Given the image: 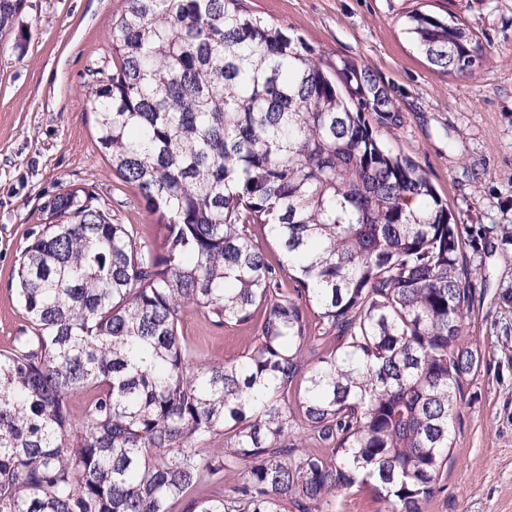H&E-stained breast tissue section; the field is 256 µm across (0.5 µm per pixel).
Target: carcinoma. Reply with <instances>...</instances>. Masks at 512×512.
<instances>
[{
    "instance_id": "obj_1",
    "label": "carcinoma",
    "mask_w": 512,
    "mask_h": 512,
    "mask_svg": "<svg viewBox=\"0 0 512 512\" xmlns=\"http://www.w3.org/2000/svg\"><path fill=\"white\" fill-rule=\"evenodd\" d=\"M26 2L0 0V40ZM407 24L443 73L482 58L455 15ZM110 50L86 84L97 142L158 224L140 236L75 187L29 232L28 328L0 353V512H324L354 488L421 512L480 362L462 343L477 280L448 204L375 130L401 122L387 87L245 0H124ZM190 304L255 322L248 352L191 366ZM317 326L338 346L308 363ZM297 416L318 448L291 439ZM253 230L257 240L263 247L267 260L279 269L282 287L292 288V282L288 274V266L286 265L279 249L271 242L269 237H265L264 232L260 227L256 226ZM282 263H284V266H282Z\"/></svg>"
}]
</instances>
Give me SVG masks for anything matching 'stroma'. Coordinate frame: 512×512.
I'll return each mask as SVG.
<instances>
[{
	"label": "stroma",
	"instance_id": "stroma-1",
	"mask_svg": "<svg viewBox=\"0 0 512 512\" xmlns=\"http://www.w3.org/2000/svg\"><path fill=\"white\" fill-rule=\"evenodd\" d=\"M330 57L383 81L401 109L378 134L426 171L447 202L477 269L463 340L481 354L463 385L440 492L422 512H512V0H247ZM458 16L485 57L472 75L435 70L405 30L413 9ZM123 0H28L0 43V351L27 321L13 271L45 205L74 187L94 191L113 218L152 234L157 220L96 140L84 86L106 66ZM181 334L194 364L246 353L249 325L218 327L186 307Z\"/></svg>",
	"mask_w": 512,
	"mask_h": 512
}]
</instances>
